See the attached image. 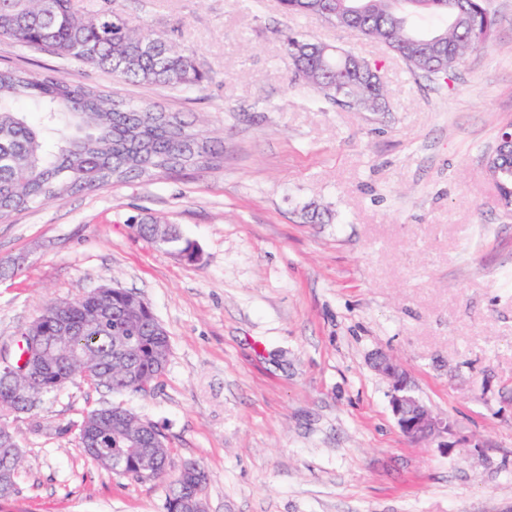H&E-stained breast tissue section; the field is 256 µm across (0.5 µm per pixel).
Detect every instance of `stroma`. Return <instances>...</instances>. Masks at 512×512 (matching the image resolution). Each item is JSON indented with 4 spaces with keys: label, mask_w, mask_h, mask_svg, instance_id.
Instances as JSON below:
<instances>
[{
    "label": "stroma",
    "mask_w": 512,
    "mask_h": 512,
    "mask_svg": "<svg viewBox=\"0 0 512 512\" xmlns=\"http://www.w3.org/2000/svg\"><path fill=\"white\" fill-rule=\"evenodd\" d=\"M486 6L487 48L439 80L279 0H119L130 27L193 53L208 75L193 87L0 40V68L157 105L224 152L0 223V349L18 352L46 302L103 284L141 296L171 344L149 392L77 377L6 416L23 466L0 512H166L171 476L118 477L83 453L84 417L111 405L159 429L172 469H204L207 512H512V218L483 165L512 123V0ZM288 33L369 61L386 111L295 82ZM145 217L201 261L139 235ZM380 354L465 455L402 434Z\"/></svg>",
    "instance_id": "35a3bbf8"
}]
</instances>
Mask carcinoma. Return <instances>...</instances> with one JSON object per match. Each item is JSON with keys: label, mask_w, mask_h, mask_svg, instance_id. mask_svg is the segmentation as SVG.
I'll use <instances>...</instances> for the list:
<instances>
[{"label": "carcinoma", "mask_w": 512, "mask_h": 512, "mask_svg": "<svg viewBox=\"0 0 512 512\" xmlns=\"http://www.w3.org/2000/svg\"><path fill=\"white\" fill-rule=\"evenodd\" d=\"M281 2L289 13H319L407 56L415 73L446 75L487 45L483 0H428L423 9L406 5L407 0H372L368 10L340 18L333 12L342 0ZM0 38L139 84L191 87L207 79L173 38L130 29L117 0H104L88 18L78 14L74 0H0ZM284 48L295 76L327 102L342 106L336 96L342 83L356 110L382 109L384 86L354 72L341 48L333 51L301 35L286 37ZM22 101L41 114L39 125L30 124L18 108ZM221 159L205 131L175 113L116 102L61 77L0 69V223L45 201L114 182L209 167ZM139 232L188 262L198 252V245L170 224L151 221ZM67 317L74 335L45 343L44 356L53 368L41 378L42 395L58 392L76 376L114 392H133L130 375L150 385L165 370L169 336L137 294L116 293L109 316L100 319L86 294L73 301ZM29 387L24 374L8 378L0 373V413L24 411L26 404L16 393ZM80 433L85 454L109 473L144 480L142 459L127 455L134 443L142 444L143 456L169 467L162 434L120 406L91 411ZM10 439L11 433L0 432V483L13 486L21 459L6 457ZM103 448L124 455V461L114 465L103 459Z\"/></svg>", "instance_id": "1"}]
</instances>
